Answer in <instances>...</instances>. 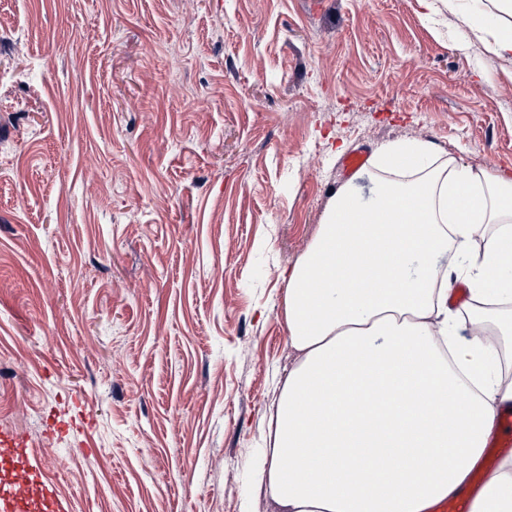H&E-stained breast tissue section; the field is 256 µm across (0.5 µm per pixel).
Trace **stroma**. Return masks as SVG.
<instances>
[{
	"mask_svg": "<svg viewBox=\"0 0 512 512\" xmlns=\"http://www.w3.org/2000/svg\"><path fill=\"white\" fill-rule=\"evenodd\" d=\"M473 0H0V428L72 512H278L283 300L341 160L512 176Z\"/></svg>",
	"mask_w": 512,
	"mask_h": 512,
	"instance_id": "stroma-1",
	"label": "stroma"
}]
</instances>
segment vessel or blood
<instances>
[{
    "mask_svg": "<svg viewBox=\"0 0 512 512\" xmlns=\"http://www.w3.org/2000/svg\"><path fill=\"white\" fill-rule=\"evenodd\" d=\"M0 477L8 488L0 493V512H72L45 474L26 437L0 429Z\"/></svg>",
    "mask_w": 512,
    "mask_h": 512,
    "instance_id": "obj_1",
    "label": "vessel or blood"
}]
</instances>
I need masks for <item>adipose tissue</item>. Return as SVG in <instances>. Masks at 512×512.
I'll return each instance as SVG.
<instances>
[{"instance_id":"obj_1","label":"adipose tissue","mask_w":512,"mask_h":512,"mask_svg":"<svg viewBox=\"0 0 512 512\" xmlns=\"http://www.w3.org/2000/svg\"><path fill=\"white\" fill-rule=\"evenodd\" d=\"M371 164L411 176L367 202L340 191L288 278L297 359L256 463L281 512H427L463 489L512 402V179L436 166L418 141ZM471 512H512V456Z\"/></svg>"}]
</instances>
